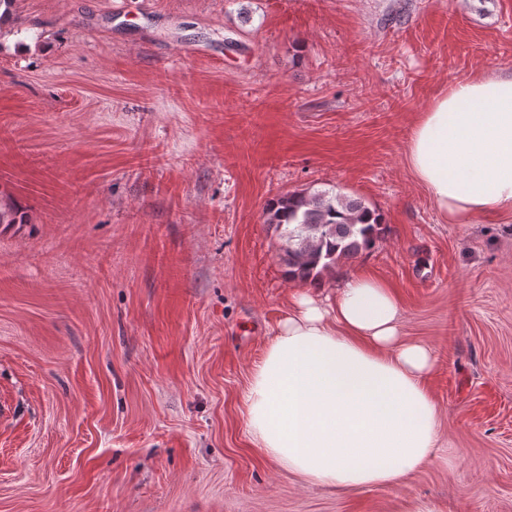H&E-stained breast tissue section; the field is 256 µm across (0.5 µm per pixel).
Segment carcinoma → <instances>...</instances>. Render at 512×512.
I'll use <instances>...</instances> for the list:
<instances>
[{
	"label": "carcinoma",
	"mask_w": 512,
	"mask_h": 512,
	"mask_svg": "<svg viewBox=\"0 0 512 512\" xmlns=\"http://www.w3.org/2000/svg\"><path fill=\"white\" fill-rule=\"evenodd\" d=\"M265 223L279 231L290 281L314 283L344 260L373 249L386 234L380 211L336 187L287 192L272 199Z\"/></svg>",
	"instance_id": "obj_1"
}]
</instances>
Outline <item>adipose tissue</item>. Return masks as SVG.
Here are the masks:
<instances>
[{
	"label": "adipose tissue",
	"instance_id": "obj_1",
	"mask_svg": "<svg viewBox=\"0 0 512 512\" xmlns=\"http://www.w3.org/2000/svg\"><path fill=\"white\" fill-rule=\"evenodd\" d=\"M408 164L450 223L512 213V73H477L418 118ZM436 358L402 338L385 283L347 278L303 293L278 325L245 394L246 427L265 456L342 489L397 483L437 457Z\"/></svg>",
	"mask_w": 512,
	"mask_h": 512
}]
</instances>
